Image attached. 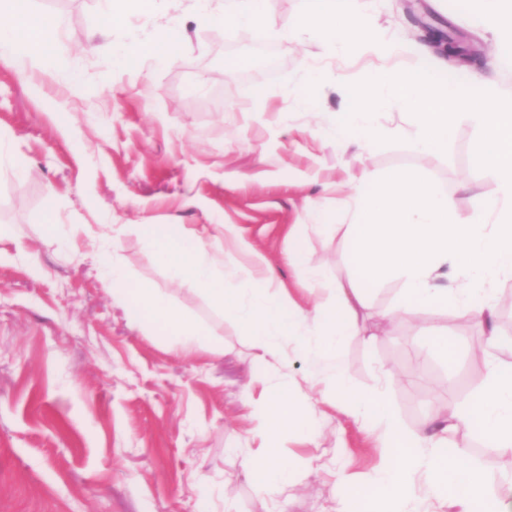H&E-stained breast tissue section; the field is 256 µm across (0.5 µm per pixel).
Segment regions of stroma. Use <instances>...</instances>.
<instances>
[{"instance_id":"obj_1","label":"stroma","mask_w":512,"mask_h":512,"mask_svg":"<svg viewBox=\"0 0 512 512\" xmlns=\"http://www.w3.org/2000/svg\"><path fill=\"white\" fill-rule=\"evenodd\" d=\"M374 0L371 27L402 31L420 42L421 22L455 28L477 51L447 78L467 84L479 70L512 92V69L489 64L491 35L472 25L468 0ZM33 11L59 26L53 51L74 60L75 73L0 66V133L5 149L27 167L24 181L0 169V512H261V495L245 474L263 457L248 407L260 398L259 378L295 389L318 440L282 441L292 472L273 495L271 512H351L385 457L373 437L345 415L343 398L322 387L309 392V363L295 352L288 368L256 362L251 338L189 286L174 282L138 238L114 245L133 282H146L203 323V350L184 353L165 329L130 316L113 296L88 252L102 224H203L214 238L235 224L278 266L280 279L304 306L326 302L329 284L346 278L341 235L310 226L306 203L319 204L333 225L341 205L322 195L327 180L345 181L368 168L396 176L421 168L447 194L460 217L475 206L471 184L492 191L473 160L477 131L455 125L444 154L411 149L410 115L377 117L372 149L358 154L324 140L322 129L345 103L333 67L320 63L321 33L288 36L228 22L198 25L193 0H159L149 16L105 26L98 0H32ZM183 21L175 49L182 60L120 63L122 51L149 40L171 18ZM247 64L226 70L227 59ZM319 62L308 84L303 61ZM286 90L308 95L287 123L258 115L257 99ZM76 226L74 240L49 239L48 220ZM301 247L322 260L325 286L284 263L289 225ZM458 342L455 366L427 344L425 333ZM484 332L454 307L419 309L388 328L345 342L341 358L352 383L380 390L407 429L431 412L474 398L494 359ZM488 478V494L512 504V455L485 457L482 439L458 428Z\"/></svg>"}]
</instances>
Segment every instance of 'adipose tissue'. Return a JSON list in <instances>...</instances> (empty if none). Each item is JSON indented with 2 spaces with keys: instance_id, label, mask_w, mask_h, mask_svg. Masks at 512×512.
<instances>
[{
  "instance_id": "adipose-tissue-1",
  "label": "adipose tissue",
  "mask_w": 512,
  "mask_h": 512,
  "mask_svg": "<svg viewBox=\"0 0 512 512\" xmlns=\"http://www.w3.org/2000/svg\"><path fill=\"white\" fill-rule=\"evenodd\" d=\"M228 2L219 11L211 0H195V21L277 26L285 32L316 28L323 34L325 60L360 53L389 58L405 50L374 33L357 0H301L298 13L282 20L266 11L265 0ZM471 8L475 21L494 37L493 65H511L512 0H471ZM181 24V18H172L166 32L152 42L123 50L122 62L175 61L173 45ZM57 32L54 19L33 12L29 0H0V66L16 65L20 56L34 54L52 69H69V59L52 52ZM381 110L412 112L414 145L423 155L447 152L455 124L471 121L478 132L474 159L492 176L496 189L493 195H479L476 209L461 218L447 195L432 189L420 172L391 179L363 172L342 198L350 274L332 285L326 303L301 306L269 258L233 224L225 225L219 245L193 225L105 224L96 260L113 285L126 286L128 277L118 261L109 259L108 249L125 235L145 238L178 282L190 284L246 330L257 360L287 365L293 346L311 364L312 386L335 381L346 396L345 414L375 433L378 447L390 452L389 463L364 486L361 512H420L422 500L413 490L418 476L425 481L429 501L450 504L456 512H503L486 493L484 473L465 448L449 446L447 434L462 426L488 447L512 452L511 362L491 364L478 396L450 409L435 425L412 431L402 427L382 394L350 387L339 353L347 337L363 331L360 313L368 304L367 285L392 278L403 283L398 314L451 305L483 325L487 346L512 351V339L499 332L494 301L498 283L512 276V95L480 73L474 75L472 88H463L420 59L409 68L387 70L383 78L351 84L349 105L322 136L344 147L368 149ZM131 301L134 319L164 326L183 350L195 351L206 342L208 329L151 285L138 284ZM253 414L265 448H278L289 431L301 428L295 393L283 382L264 381Z\"/></svg>"
}]
</instances>
